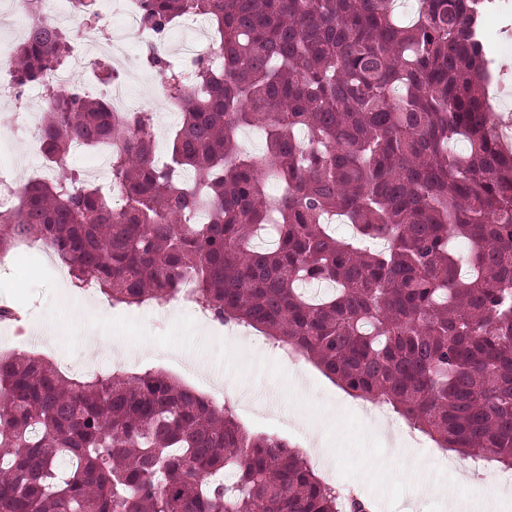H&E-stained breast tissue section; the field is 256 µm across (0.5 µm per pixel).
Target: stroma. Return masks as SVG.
<instances>
[{"label": "stroma", "mask_w": 512, "mask_h": 512, "mask_svg": "<svg viewBox=\"0 0 512 512\" xmlns=\"http://www.w3.org/2000/svg\"><path fill=\"white\" fill-rule=\"evenodd\" d=\"M130 52L121 83L154 111L155 150L166 155L173 105L162 95L160 76ZM24 101L0 112V157L14 179H29L32 160L24 134L9 129ZM66 269L43 245L0 255V305L22 310L27 327L0 322V352L35 353L71 375L153 369L208 398L231 405L254 432L273 433L299 449L327 432L328 453L311 457L316 473L370 501L373 512H448L459 497L457 466L444 464L445 449L411 429L398 415L381 418L364 410L303 355L285 357L252 329L228 328L177 300L139 306L114 305L100 293L69 287Z\"/></svg>", "instance_id": "1"}]
</instances>
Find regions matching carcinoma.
Wrapping results in <instances>:
<instances>
[{
    "label": "carcinoma",
    "instance_id": "carcinoma-1",
    "mask_svg": "<svg viewBox=\"0 0 512 512\" xmlns=\"http://www.w3.org/2000/svg\"><path fill=\"white\" fill-rule=\"evenodd\" d=\"M74 2L96 22L97 0ZM391 3L137 0L156 36L201 18L223 60L145 49L178 113L160 165L153 113L47 88L39 135L64 174L18 187L0 252L40 241L77 286L129 307L189 278L213 319L294 347L460 459L512 470V149L489 112V48L475 0H418L406 24ZM67 42L31 28L16 84L64 68ZM243 127L264 131L261 157L240 150ZM77 143L111 148L108 189L65 166ZM336 215L352 237L331 232ZM321 283L333 291L304 293ZM0 448V512L369 509L288 441L151 370L73 376L1 354Z\"/></svg>",
    "mask_w": 512,
    "mask_h": 512
}]
</instances>
